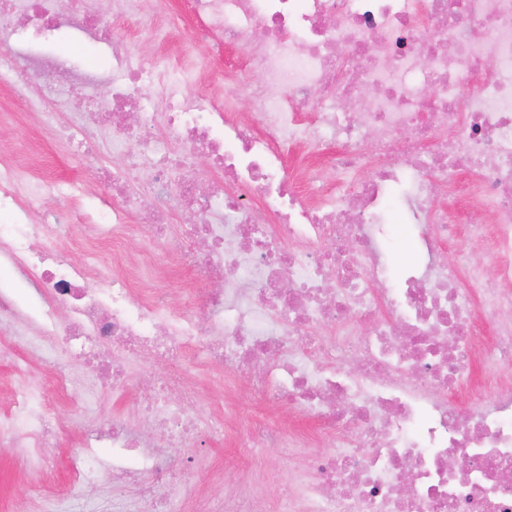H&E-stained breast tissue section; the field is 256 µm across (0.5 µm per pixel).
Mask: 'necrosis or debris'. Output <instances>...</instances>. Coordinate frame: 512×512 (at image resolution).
I'll return each instance as SVG.
<instances>
[{
  "instance_id": "obj_1",
  "label": "necrosis or debris",
  "mask_w": 512,
  "mask_h": 512,
  "mask_svg": "<svg viewBox=\"0 0 512 512\" xmlns=\"http://www.w3.org/2000/svg\"><path fill=\"white\" fill-rule=\"evenodd\" d=\"M8 2L0 35L67 23L111 49L127 80L96 101L89 84L51 82V65L29 64L28 48L0 55V73L26 68L29 111L47 122L69 113L85 160L103 136L121 158L79 265L64 253L66 226L34 222L19 202L63 185L27 183L0 165V249L44 284L48 312L38 335L0 347V363L21 380L0 445L20 444L43 467L57 439L46 386L86 400L65 361H84L120 395L129 388L122 358H143L150 393L132 412L160 437L146 441L116 420L84 427L79 448L90 458L112 449L113 476L136 490L98 512H183L174 462L205 429L179 368L191 353L239 374L269 405L313 419L329 441L276 512H512V0H189L204 31L244 51L234 87L255 111L245 121L164 92L175 154L128 126L130 110L148 108L142 87L163 76L129 63L107 18L79 13L75 0ZM292 145L317 157L296 178L284 164ZM202 153L221 179L201 176ZM141 174L152 203L135 225L126 202ZM394 191L420 256L396 276L381 252ZM141 230L213 289H187L175 309L137 289L126 243ZM461 232L487 244L488 266L441 260L439 244ZM60 308L67 324L52 317ZM22 349L48 362L51 384L31 379ZM480 366L496 373L494 400L460 409L450 397Z\"/></svg>"
}]
</instances>
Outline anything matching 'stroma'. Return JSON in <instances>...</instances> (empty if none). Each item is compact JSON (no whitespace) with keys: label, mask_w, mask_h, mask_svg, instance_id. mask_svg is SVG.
Returning a JSON list of instances; mask_svg holds the SVG:
<instances>
[{"label":"stroma","mask_w":512,"mask_h":512,"mask_svg":"<svg viewBox=\"0 0 512 512\" xmlns=\"http://www.w3.org/2000/svg\"><path fill=\"white\" fill-rule=\"evenodd\" d=\"M144 7L155 12H182L183 19L169 32L166 44L153 46L146 42L130 21L113 16L112 32L123 39L130 50L145 58H157L171 72L194 71L193 81L181 84L180 92L195 99H210L222 109L247 118L253 106L247 95L230 88L243 56L238 48L224 45L219 39L205 33L199 23L187 13V0H144ZM47 52L56 54L75 66H89L98 71L100 97H109L112 82L118 79V70L112 67L111 55L102 53L93 43L75 42L59 38L49 43ZM12 85L0 77V161L22 167L36 179H51L64 183L68 192L62 196H45L31 204L35 215L80 211L83 216H95L107 191L94 175L95 167H88L75 152L74 146L58 136L69 125L68 113L61 112L53 123L44 124L35 114L9 109ZM194 275L187 270L172 271L155 277L142 278L138 287L144 293L161 294L170 305H179L185 288L196 286ZM0 293L13 298L18 317L9 327L0 326V336L34 335L38 326L34 316L44 307L35 290L32 274L23 273L16 264L0 260ZM200 399L196 408L199 421L205 422L220 415L224 418V431L217 436L202 435L197 444L183 452L192 480L208 495L215 512H221L224 496L241 489H249L253 512H272L275 503L292 492L298 477L305 472L311 453H325L329 443L318 442L313 448H242L238 445L243 429L242 417L278 420L288 431L302 435L314 430L312 420L296 418L292 414L267 407L256 397L233 371H224V397L212 394L214 371L195 369ZM143 386L131 387L126 398L118 399L111 392L98 393L84 408L59 400L54 405L60 434L51 456L58 458V467L37 470L23 457L20 447L0 446V512H31L28 498L30 485L41 484L50 498L51 512H94L97 504L111 500L118 487L112 479V452L103 450L99 457L102 467L96 471L86 494L64 497L60 491L70 477V470L84 464L76 455L77 437L83 427L110 424L123 418L132 427L140 428L144 437H152L150 428L141 427L131 414L134 400L146 396Z\"/></svg>","instance_id":"35a3bbf8"}]
</instances>
